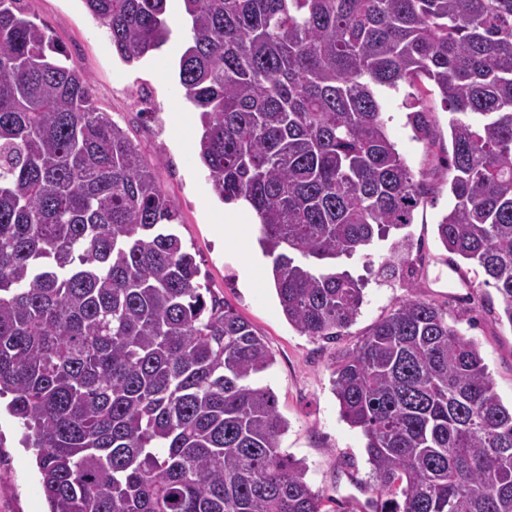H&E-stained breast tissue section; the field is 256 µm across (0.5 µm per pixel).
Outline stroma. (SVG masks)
Wrapping results in <instances>:
<instances>
[{"label":"stroma","instance_id":"stroma-1","mask_svg":"<svg viewBox=\"0 0 512 512\" xmlns=\"http://www.w3.org/2000/svg\"><path fill=\"white\" fill-rule=\"evenodd\" d=\"M23 6L51 29L68 65L90 77L98 111L116 121L147 159L157 161L156 179L178 208L176 230L196 259L200 282L248 320L269 347L274 363L261 382L274 391L288 422L280 447L304 461L307 482L331 498V512H365L371 479L366 440L340 415L330 366L397 302L416 295L447 310L449 324L478 344L503 403H512V324L500 317L501 298L495 288L483 285L477 266L444 249L436 232L449 205L442 171L451 155L449 114L439 96L427 102L434 133L427 140L416 137L407 122L405 91L380 94L391 140L416 177L431 186L407 229L413 243L410 276L389 281L379 275L391 256L387 241L372 245L369 258L344 261L345 269L365 280L361 312L343 336L315 339L288 323L270 278L247 285L237 247L224 242V226L217 219L224 203L198 156V112L179 84L178 64L188 46L181 0H167L172 20L168 42L133 64L113 51L106 29L83 0H24ZM21 436L17 420L1 413L0 512H47L35 459Z\"/></svg>","mask_w":512,"mask_h":512}]
</instances>
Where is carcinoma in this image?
I'll return each instance as SVG.
<instances>
[{
    "label": "carcinoma",
    "mask_w": 512,
    "mask_h": 512,
    "mask_svg": "<svg viewBox=\"0 0 512 512\" xmlns=\"http://www.w3.org/2000/svg\"><path fill=\"white\" fill-rule=\"evenodd\" d=\"M22 0H0V399L35 451L49 512H325L258 383L252 325L198 280L178 212L89 76ZM132 64L171 33L167 0H84ZM179 84L221 200L250 203L282 313L335 340L363 303L337 261L405 229L427 184L386 132L446 111L445 249L512 325V0H183ZM410 237L381 265L409 263ZM366 439L375 512H512V406L476 342L418 296L336 357Z\"/></svg>",
    "instance_id": "cac0c4a2"
}]
</instances>
